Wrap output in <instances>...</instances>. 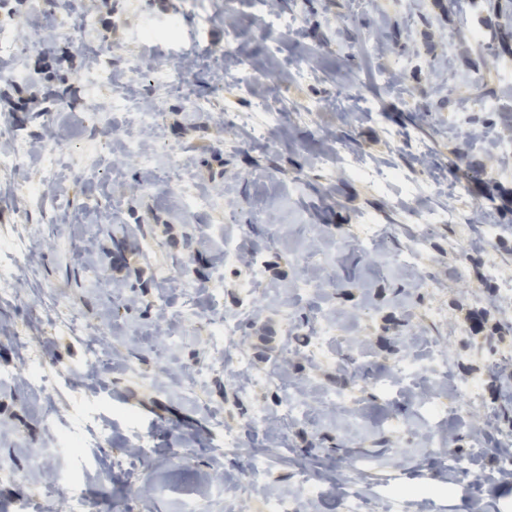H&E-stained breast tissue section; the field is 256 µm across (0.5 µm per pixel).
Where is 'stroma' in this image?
Listing matches in <instances>:
<instances>
[{"instance_id": "obj_1", "label": "stroma", "mask_w": 512, "mask_h": 512, "mask_svg": "<svg viewBox=\"0 0 512 512\" xmlns=\"http://www.w3.org/2000/svg\"><path fill=\"white\" fill-rule=\"evenodd\" d=\"M0 0V24L75 29L72 39L31 40L0 80V124L27 145L54 139L71 163L59 191L71 229L53 230L52 195H29L41 169L0 170V263L25 236L31 263L0 304V328L30 336L32 354L0 338V512L30 503L46 512L59 492L78 489L88 512H275L293 496L312 512H402L394 495L429 489L420 512H503L512 480L484 435L487 416L512 427V400L499 397L512 364V50L486 48L512 0ZM293 17L286 29L282 16ZM178 19L177 41L140 33ZM127 83L129 109L83 128L81 112L106 104L88 82L91 48ZM187 63L185 91L153 84L148 65ZM60 95L43 100L45 89ZM280 117L265 140L242 119L260 102ZM157 113L143 130L139 114ZM146 137L151 165L113 166L87 143ZM484 173L473 182L470 169ZM213 194L215 208L184 209L182 185ZM470 203L462 223L421 233L418 209ZM378 227L370 262L360 225ZM423 239L418 271L395 256ZM232 243L247 261H224ZM265 299L243 288L253 272ZM320 282L299 290L303 279ZM192 306L167 353L154 340L164 315ZM83 334H101L107 371L88 373L83 343L54 332L56 306ZM341 340L328 359L312 356L321 317ZM238 331L228 352L245 357L250 381L230 375L208 321ZM359 352L362 373L350 367ZM399 387L386 385L396 363ZM448 366V385L431 372ZM69 368L53 398H35L16 374ZM480 401L462 414L463 383ZM433 388L436 431L450 451L475 456L487 477H464V496H443L440 458L425 451L419 394ZM299 390L308 411L281 414ZM355 404L333 410L325 392ZM104 430L97 454L75 443L89 422ZM235 447H223L225 432ZM146 442L148 453L133 452ZM485 451L473 455L475 442ZM52 449L54 484L33 475L35 452ZM181 456H172V449ZM287 449L273 467L259 453ZM360 503L351 506L345 474ZM149 487L136 497L132 485Z\"/></svg>"}]
</instances>
